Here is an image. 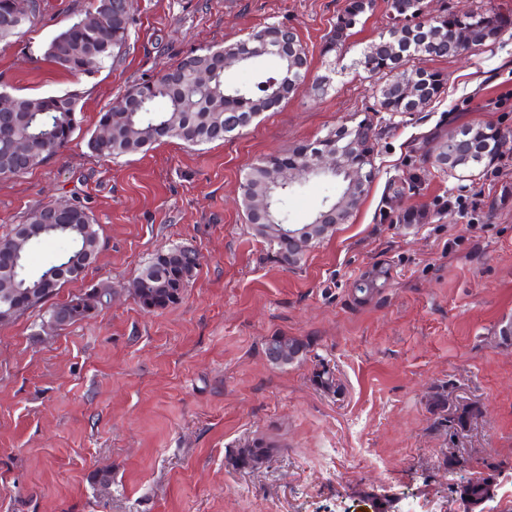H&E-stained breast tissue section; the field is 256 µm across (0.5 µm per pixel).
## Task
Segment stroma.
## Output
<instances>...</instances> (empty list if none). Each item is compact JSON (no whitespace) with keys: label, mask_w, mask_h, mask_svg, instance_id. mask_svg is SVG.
Masks as SVG:
<instances>
[{"label":"stroma","mask_w":512,"mask_h":512,"mask_svg":"<svg viewBox=\"0 0 512 512\" xmlns=\"http://www.w3.org/2000/svg\"><path fill=\"white\" fill-rule=\"evenodd\" d=\"M88 2L42 0L37 24L0 42V88L76 89L82 114L62 154L0 179V237L42 204L85 202L98 254L58 297L113 290L110 307L53 332L39 310L0 324V512H465L458 488L484 478L496 492L481 512H512V341L498 335L512 320V25L429 61L448 75L440 97L393 116L359 64L392 24L387 0L330 53L347 0H135L122 61L77 79L44 50ZM269 23L296 32L324 92L300 91L222 142L117 158L86 148L129 86ZM354 119L376 135L362 204L297 266L275 262L242 209L246 172ZM474 126L499 132L498 153L466 172L433 168L432 145ZM337 194L301 178L287 223ZM406 211L422 223H398ZM173 246L197 253L198 274L179 303L142 308L129 290ZM375 266L385 286L356 300ZM279 334L310 340L301 361H267ZM324 369L334 389L316 382ZM260 433L279 445L272 461L234 467ZM103 465L112 486L100 492L89 476Z\"/></svg>","instance_id":"1"}]
</instances>
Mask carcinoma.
<instances>
[{
    "label": "carcinoma",
    "mask_w": 512,
    "mask_h": 512,
    "mask_svg": "<svg viewBox=\"0 0 512 512\" xmlns=\"http://www.w3.org/2000/svg\"><path fill=\"white\" fill-rule=\"evenodd\" d=\"M372 0H348L336 19L333 35L325 52L334 51L347 32L370 8ZM390 9L404 23L393 26L380 36L383 49L364 53L361 65L377 78L380 108L393 114L420 112L440 96L445 79L441 73L412 64L419 56L445 58L448 44L459 41L473 25L484 22L489 32L497 33L512 25V19L495 14L470 13L459 16L446 13L438 21L418 32L412 20L423 14V0H390ZM40 0H0V42H8L31 27L40 16ZM134 24L133 0H92L80 18L62 28L47 44L44 56L58 68L73 75L88 73L85 61L93 53L99 64L119 62L127 46ZM279 24H267L220 48H203L187 54L175 65H165L161 74L131 86L124 94L117 112L110 107L101 114L99 126L111 128L107 141L91 134L87 147L104 157L133 154L149 149L154 143L175 138L190 146L223 141L246 128L261 113L297 94L307 85L308 56L303 45L295 43L278 56L279 67L247 86L232 85L225 80L224 58L246 55L242 61L251 66L272 55L279 36ZM80 92L62 95L18 96L17 121L7 137H0V178L20 176L57 156L72 140L80 123ZM473 152L455 155V144L443 140L430 154L436 168L438 158L447 155L451 170H472L490 159L498 142V134L488 127L468 129ZM375 147L371 125L359 120L340 130L329 132L311 143L282 154L259 158L250 168L242 184V206L255 234L263 239L274 257L287 265L299 263L303 254H294L283 246L278 235L281 226L276 209L279 197L288 192L279 187V172L288 165H303L313 153L325 148L340 154L344 172L338 176L341 196H350L339 212L337 223H345L364 195L363 183L369 180V167L363 161L358 145ZM53 240L67 244L59 260L35 272L25 271L28 294L15 295V273L12 255L27 259L36 246ZM99 249V225L82 202L56 213L36 208L23 217L11 232L0 238V314L22 301L15 320L30 309L43 305L67 282L77 280L92 264ZM174 247L157 252L136 279L134 299L147 309L166 308L177 304L189 282L197 274L198 257L179 259ZM388 270L375 267L355 283L356 297L365 299L384 286ZM98 289L91 288L68 301L71 322L89 318L103 309L97 299ZM277 348H289L306 354L310 343L296 336H274ZM277 448L266 436L255 437L233 454L240 469H258L273 457Z\"/></svg>",
    "instance_id": "carcinoma-1"
}]
</instances>
